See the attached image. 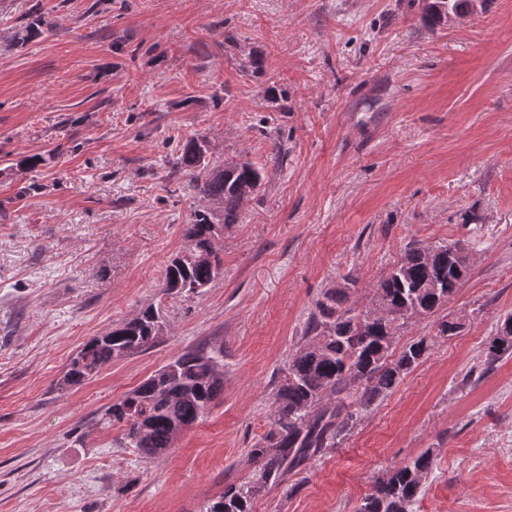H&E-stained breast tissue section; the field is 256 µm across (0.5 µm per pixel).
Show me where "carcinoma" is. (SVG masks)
Returning <instances> with one entry per match:
<instances>
[{"mask_svg": "<svg viewBox=\"0 0 512 512\" xmlns=\"http://www.w3.org/2000/svg\"><path fill=\"white\" fill-rule=\"evenodd\" d=\"M471 12V0H423L421 21L430 32L448 25V15ZM44 20L32 14L14 34L17 43L42 34ZM206 140H186L172 168L190 177L199 205L184 225L185 246L166 265L162 293L186 297L210 287L221 273L224 229L241 224L249 201L260 191L262 170L250 161L215 162ZM454 242H409L398 261L371 289L368 301L350 300L354 280L344 276L322 292L306 318L288 363L279 370L270 396L271 428L249 449L251 479L230 483L200 512H252L253 500L280 484L288 471L326 448L336 447L377 401L421 364L434 337L421 336L392 356L400 330L436 313L469 274L468 255ZM166 327L161 307L149 304L104 336L87 341L71 359L63 383L76 386L115 360L151 347ZM512 355V314L499 320L488 363ZM224 390L221 347L189 350L110 406L103 424L120 430L117 444L145 458L164 454L178 437L203 420ZM435 465L426 450L391 469L356 512H411Z\"/></svg>", "mask_w": 512, "mask_h": 512, "instance_id": "obj_1", "label": "carcinoma"}]
</instances>
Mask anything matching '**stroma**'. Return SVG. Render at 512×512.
Here are the masks:
<instances>
[{
  "mask_svg": "<svg viewBox=\"0 0 512 512\" xmlns=\"http://www.w3.org/2000/svg\"><path fill=\"white\" fill-rule=\"evenodd\" d=\"M41 9V36L14 45ZM421 0H0V512H200L244 482L307 314L345 275L369 296L411 240L461 241L471 270L398 345L429 356L338 447L253 512H355L425 450L413 512H512V0L428 33ZM239 50H225V34ZM265 76L244 70L246 52ZM265 183L221 241L224 274L166 298L198 203L170 166L186 139ZM42 157L30 170L27 156ZM149 349L62 384L70 358L141 307ZM459 323L455 335L439 322ZM224 348V391L166 454L100 418L184 351ZM499 341V344H496ZM512 355V314L505 315L500 318L498 324V331L496 336L491 341L488 353L489 366L502 359L505 356Z\"/></svg>",
  "mask_w": 512,
  "mask_h": 512,
  "instance_id": "obj_1",
  "label": "stroma"
}]
</instances>
